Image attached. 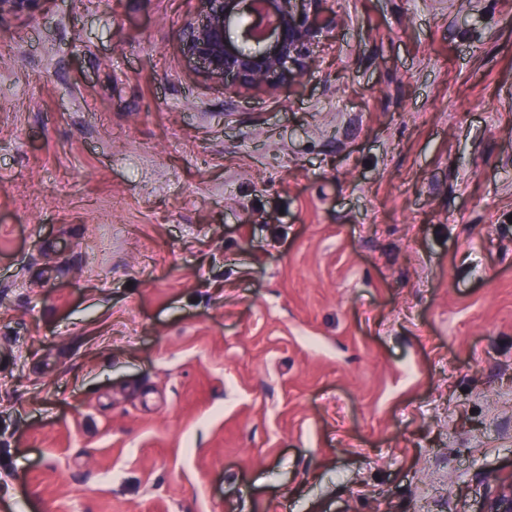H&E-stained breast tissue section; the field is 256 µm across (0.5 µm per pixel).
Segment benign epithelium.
Returning a JSON list of instances; mask_svg holds the SVG:
<instances>
[{
	"instance_id": "obj_1",
	"label": "benign epithelium",
	"mask_w": 512,
	"mask_h": 512,
	"mask_svg": "<svg viewBox=\"0 0 512 512\" xmlns=\"http://www.w3.org/2000/svg\"><path fill=\"white\" fill-rule=\"evenodd\" d=\"M41 0H0V15L28 13ZM199 18L183 24L186 60L218 84L271 90L308 72L310 46L330 37L316 21L324 0H201ZM487 512H512V481L488 477Z\"/></svg>"
}]
</instances>
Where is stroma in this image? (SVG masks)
<instances>
[{"mask_svg":"<svg viewBox=\"0 0 512 512\" xmlns=\"http://www.w3.org/2000/svg\"><path fill=\"white\" fill-rule=\"evenodd\" d=\"M198 0L0 16V512H485L512 479V0H326L271 92Z\"/></svg>","mask_w":512,"mask_h":512,"instance_id":"1","label":"stroma"}]
</instances>
